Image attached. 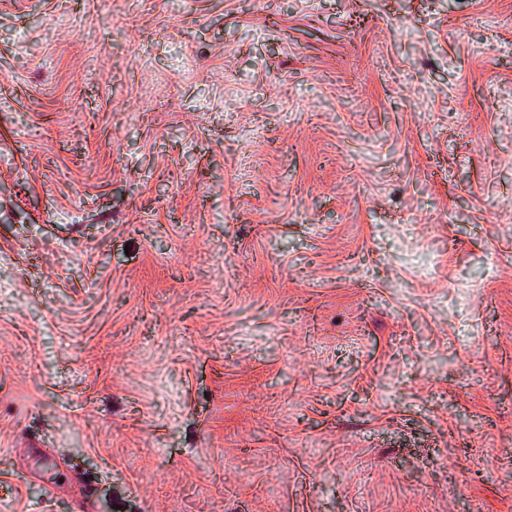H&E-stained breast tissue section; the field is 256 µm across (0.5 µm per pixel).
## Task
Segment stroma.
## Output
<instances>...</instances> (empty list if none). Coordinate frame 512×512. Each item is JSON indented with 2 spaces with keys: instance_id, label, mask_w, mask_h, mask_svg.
<instances>
[{
  "instance_id": "obj_1",
  "label": "stroma",
  "mask_w": 512,
  "mask_h": 512,
  "mask_svg": "<svg viewBox=\"0 0 512 512\" xmlns=\"http://www.w3.org/2000/svg\"><path fill=\"white\" fill-rule=\"evenodd\" d=\"M512 512V0H0V512Z\"/></svg>"
}]
</instances>
